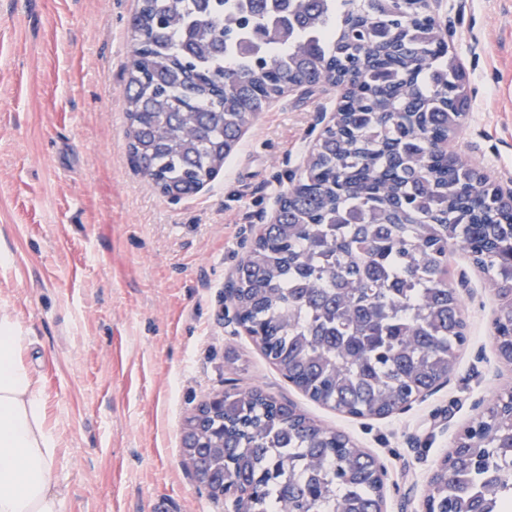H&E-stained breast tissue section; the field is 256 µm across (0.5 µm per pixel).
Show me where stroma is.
I'll return each mask as SVG.
<instances>
[{
    "mask_svg": "<svg viewBox=\"0 0 512 512\" xmlns=\"http://www.w3.org/2000/svg\"><path fill=\"white\" fill-rule=\"evenodd\" d=\"M137 0H0V315L60 444L64 512H217L181 458L207 395L258 389L346 434L385 469L384 512H424L466 426L512 391L493 338L498 300L460 250L448 258L466 342L448 380L386 417H353L288 383L223 317L255 225L299 178L339 90L277 97L206 189L174 202L135 167L123 68ZM469 108L452 143L512 180V0H444Z\"/></svg>",
    "mask_w": 512,
    "mask_h": 512,
    "instance_id": "35a3bbf8",
    "label": "stroma"
}]
</instances>
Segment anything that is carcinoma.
<instances>
[{"label":"carcinoma","mask_w":512,"mask_h":512,"mask_svg":"<svg viewBox=\"0 0 512 512\" xmlns=\"http://www.w3.org/2000/svg\"><path fill=\"white\" fill-rule=\"evenodd\" d=\"M130 154L148 181H211L285 86L349 82L338 125L283 193L237 273L242 326L282 376L351 416H388L448 379L466 340L448 254L496 287L512 336V208L441 145L468 109L465 75L427 0H138ZM433 480L442 512L512 493L505 404ZM224 481L247 512H380L374 457L257 389L224 392Z\"/></svg>","instance_id":"1"}]
</instances>
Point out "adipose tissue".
<instances>
[{
	"label": "adipose tissue",
	"mask_w": 512,
	"mask_h": 512,
	"mask_svg": "<svg viewBox=\"0 0 512 512\" xmlns=\"http://www.w3.org/2000/svg\"><path fill=\"white\" fill-rule=\"evenodd\" d=\"M29 344L22 324L0 315V512H63L54 479L58 438L25 361Z\"/></svg>",
	"instance_id": "ef3b65f1"
}]
</instances>
